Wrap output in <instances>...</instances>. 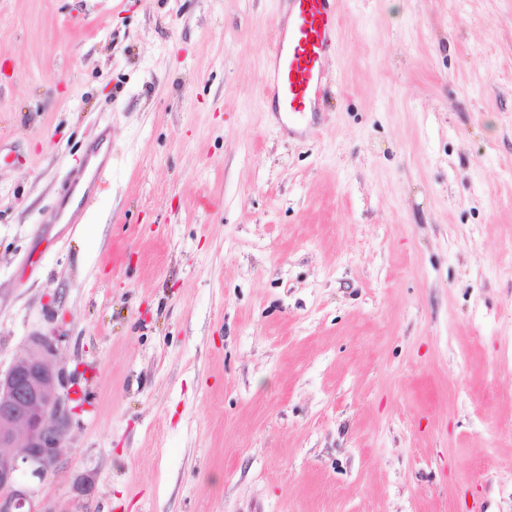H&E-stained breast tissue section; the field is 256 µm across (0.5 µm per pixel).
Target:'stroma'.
<instances>
[{
  "mask_svg": "<svg viewBox=\"0 0 512 512\" xmlns=\"http://www.w3.org/2000/svg\"><path fill=\"white\" fill-rule=\"evenodd\" d=\"M286 8L0 0V370L82 373L52 512H512V0H336L300 123Z\"/></svg>",
  "mask_w": 512,
  "mask_h": 512,
  "instance_id": "stroma-1",
  "label": "stroma"
}]
</instances>
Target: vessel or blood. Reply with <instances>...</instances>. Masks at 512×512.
<instances>
[{"label": "vessel or blood", "mask_w": 512, "mask_h": 512, "mask_svg": "<svg viewBox=\"0 0 512 512\" xmlns=\"http://www.w3.org/2000/svg\"><path fill=\"white\" fill-rule=\"evenodd\" d=\"M280 42L268 59L265 96L277 112L296 116L315 111L324 90L322 62L336 40L334 0H286Z\"/></svg>", "instance_id": "1"}]
</instances>
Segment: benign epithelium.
<instances>
[{
  "mask_svg": "<svg viewBox=\"0 0 512 512\" xmlns=\"http://www.w3.org/2000/svg\"><path fill=\"white\" fill-rule=\"evenodd\" d=\"M56 357L55 337L40 334L0 371V512H52L22 476L41 480L63 464L79 372Z\"/></svg>",
  "mask_w": 512,
  "mask_h": 512,
  "instance_id": "7a95c632",
  "label": "benign epithelium"
}]
</instances>
